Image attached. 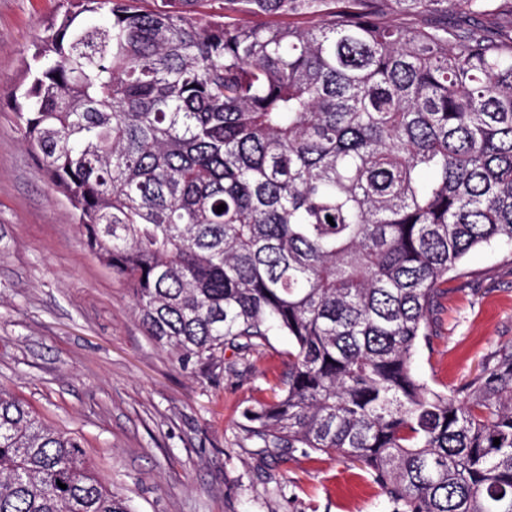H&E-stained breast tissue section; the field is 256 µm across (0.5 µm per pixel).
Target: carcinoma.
Segmentation results:
<instances>
[{
	"instance_id": "obj_1",
	"label": "carcinoma",
	"mask_w": 512,
	"mask_h": 512,
	"mask_svg": "<svg viewBox=\"0 0 512 512\" xmlns=\"http://www.w3.org/2000/svg\"><path fill=\"white\" fill-rule=\"evenodd\" d=\"M27 76L24 144L156 344L290 338L248 439L512 512V349L454 392L414 369L448 274L512 250V0H66ZM0 512L134 508L0 384Z\"/></svg>"
}]
</instances>
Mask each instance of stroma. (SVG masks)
<instances>
[{
  "instance_id": "obj_1",
  "label": "stroma",
  "mask_w": 512,
  "mask_h": 512,
  "mask_svg": "<svg viewBox=\"0 0 512 512\" xmlns=\"http://www.w3.org/2000/svg\"><path fill=\"white\" fill-rule=\"evenodd\" d=\"M63 0H0V384L80 438L135 512H392L363 464L244 440L245 408L275 400L288 337L244 364H180L151 341L127 285L83 244L68 200L23 143L12 90ZM449 281L416 372L457 389L512 346V252L479 248Z\"/></svg>"
}]
</instances>
